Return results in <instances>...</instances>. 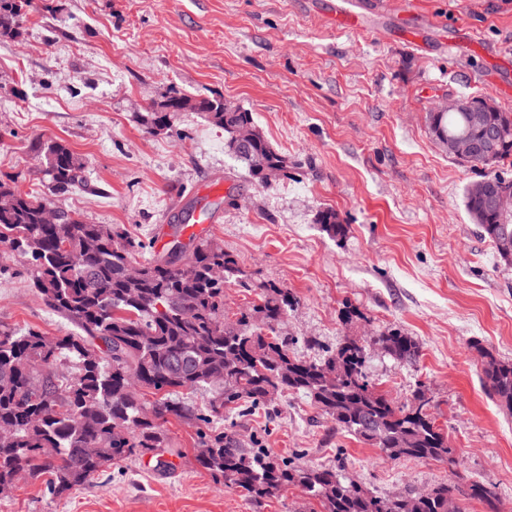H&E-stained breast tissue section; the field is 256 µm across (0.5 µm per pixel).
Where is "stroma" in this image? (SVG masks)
Returning a JSON list of instances; mask_svg holds the SVG:
<instances>
[{
	"label": "stroma",
	"instance_id": "obj_1",
	"mask_svg": "<svg viewBox=\"0 0 512 512\" xmlns=\"http://www.w3.org/2000/svg\"><path fill=\"white\" fill-rule=\"evenodd\" d=\"M384 2L369 33L332 27L331 0H34L22 38L0 39V175L85 223L124 225L156 252L185 239V211L205 204L207 236L248 277L294 296L279 333L296 338L297 355L317 359L346 338L395 329L415 338L417 365L376 353L370 375L399 405L423 387L455 462L388 459L295 393L214 430L299 465L341 468L377 496L452 484L460 512H485L468 487L491 483L512 512V412L483 380L484 354L512 361V263L464 207L482 168L448 156L427 121L462 96L493 97L512 113V73L502 89L484 81L499 57H512V0H413L438 22L419 44L401 0ZM173 88L251 112L287 176L268 186L250 179L223 130L198 112L148 133L141 115ZM50 138L86 166L83 183L63 194L33 151ZM215 180L237 206L200 198ZM327 209L345 237L318 224ZM349 307L360 317L347 323ZM0 324L49 337L71 329L3 248ZM165 431L166 467L120 461L62 497L23 476L0 512H288L309 500L299 486L256 500L217 484L195 465L196 423L172 418Z\"/></svg>",
	"mask_w": 512,
	"mask_h": 512
}]
</instances>
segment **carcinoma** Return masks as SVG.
I'll use <instances>...</instances> for the list:
<instances>
[{"mask_svg":"<svg viewBox=\"0 0 512 512\" xmlns=\"http://www.w3.org/2000/svg\"><path fill=\"white\" fill-rule=\"evenodd\" d=\"M31 0H0V38L21 37ZM477 98H459L455 112L433 111L429 129L440 143L448 137H484L498 130L500 143L488 159L469 161L486 173L464 193L465 209L480 234L501 259L512 262V212L483 205L485 190L512 179L494 167L512 158V113L487 112L484 125L471 122ZM165 112L151 109L141 121L150 133L171 128L178 112H203L224 130V145L268 185L286 170L255 126L252 115L223 98L166 96ZM251 129L239 146L235 133ZM44 173L56 191L79 182L82 159L64 142L37 147ZM0 245L24 259L33 287L45 304L71 322L77 332L49 338L35 329L0 325V484L20 472L32 478L51 475L50 493L62 496L85 484L112 462L142 456L167 445L168 418L209 425L224 412L263 405L267 388L299 392L336 426L382 449L387 458L452 461L448 438L427 413L422 387L415 403L397 405L368 379L366 357L372 345L405 363L417 361V342L399 331L369 338H348L321 360L295 355L276 333L292 307L288 289L271 281L254 282L224 246L194 237L180 253L167 249L143 261L144 244L118 225L86 224L60 209L55 224L44 221L45 200L0 179ZM324 230L345 236L347 226L330 209L318 215ZM235 279L257 292L258 303L229 317L224 284ZM485 385L499 405L512 412V362L486 355ZM213 391L201 410L180 399L184 390ZM160 395L146 406L144 393ZM205 451L198 466L224 486L255 498H277L301 485L323 512H448L454 487L443 483L422 497L376 496L330 468L292 466L260 451L240 447L225 433H201ZM470 496L497 512L492 488L475 481Z\"/></svg>","mask_w":512,"mask_h":512,"instance_id":"obj_1","label":"carcinoma"}]
</instances>
